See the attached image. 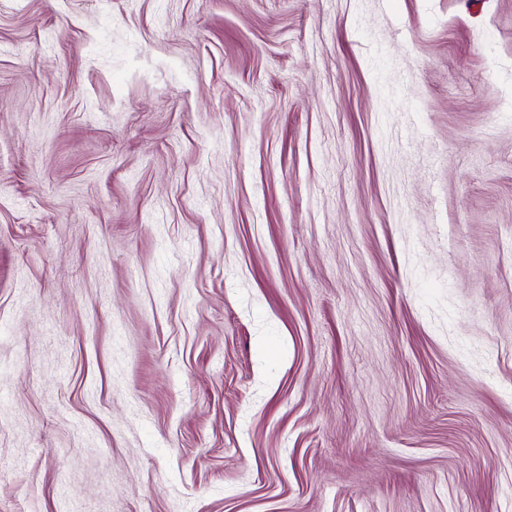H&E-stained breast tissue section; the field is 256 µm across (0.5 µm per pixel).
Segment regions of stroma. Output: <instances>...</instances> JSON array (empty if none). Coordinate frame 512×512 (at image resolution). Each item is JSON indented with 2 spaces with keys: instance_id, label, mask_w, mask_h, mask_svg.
Segmentation results:
<instances>
[{
  "instance_id": "1",
  "label": "stroma",
  "mask_w": 512,
  "mask_h": 512,
  "mask_svg": "<svg viewBox=\"0 0 512 512\" xmlns=\"http://www.w3.org/2000/svg\"><path fill=\"white\" fill-rule=\"evenodd\" d=\"M0 512H512V0H0Z\"/></svg>"
}]
</instances>
